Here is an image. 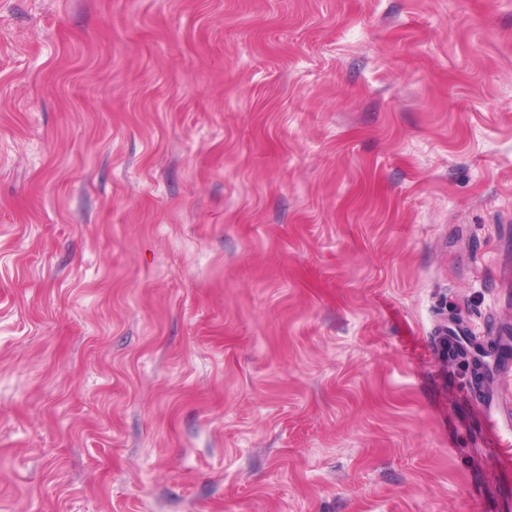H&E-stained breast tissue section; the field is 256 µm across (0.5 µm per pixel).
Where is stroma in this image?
<instances>
[{"mask_svg":"<svg viewBox=\"0 0 512 512\" xmlns=\"http://www.w3.org/2000/svg\"><path fill=\"white\" fill-rule=\"evenodd\" d=\"M508 224L512 0H0V512H506ZM493 342L483 343L475 330L462 324L442 325L433 340L423 341L424 356H430L437 371L444 368L443 356L456 344L469 346L485 368V397L475 404L477 422L474 433L497 463L501 474L512 478V411L508 399L512 383V336L504 329ZM511 348V356H510Z\"/></svg>","mask_w":512,"mask_h":512,"instance_id":"1","label":"stroma"}]
</instances>
